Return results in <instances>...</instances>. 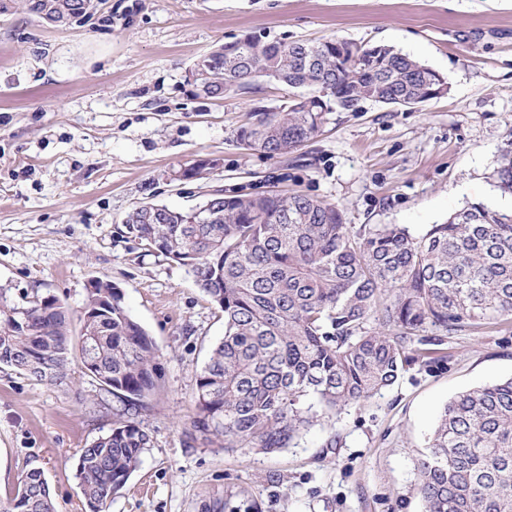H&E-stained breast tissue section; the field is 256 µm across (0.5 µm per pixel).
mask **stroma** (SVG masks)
<instances>
[{
	"mask_svg": "<svg viewBox=\"0 0 512 512\" xmlns=\"http://www.w3.org/2000/svg\"><path fill=\"white\" fill-rule=\"evenodd\" d=\"M245 34L267 42L386 44L441 73L417 108L367 101L330 112L285 157L244 150L237 129L294 92L258 81L219 99L189 83L195 61ZM512 151V0H98L83 24L0 16V286L82 307L111 281L153 337L160 390L136 415L151 443L103 512H423L416 461L458 392L512 377V325L444 338L442 365H413L366 401L317 417L276 454L232 456L186 432L196 380L224 315L186 267L125 224L136 206L189 210L216 190L278 186L336 204L351 229L400 224L417 237L471 203L512 210L494 174ZM214 169L179 179L201 159ZM59 388L0 367V500L24 470L55 512H88L77 453L123 403L70 366Z\"/></svg>",
	"mask_w": 512,
	"mask_h": 512,
	"instance_id": "35a3bbf8",
	"label": "stroma"
}]
</instances>
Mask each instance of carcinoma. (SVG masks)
<instances>
[{
  "label": "carcinoma",
  "instance_id": "1",
  "mask_svg": "<svg viewBox=\"0 0 512 512\" xmlns=\"http://www.w3.org/2000/svg\"><path fill=\"white\" fill-rule=\"evenodd\" d=\"M22 6L54 27H72L94 0H0V15ZM239 66L225 47L198 64L210 75L196 93L219 98L257 79L330 94L250 113L237 130L246 150L286 156L310 141L323 111L355 112L375 101L402 107L434 99L445 78L384 44L331 38L268 43L245 35ZM512 190V153L496 171ZM196 210L134 208L126 224L153 253L188 268L224 313V338L196 381V416L187 436L226 455L289 447L310 419L393 386L405 367L437 365L414 337L431 326L448 335L512 322V213L472 204L421 238L398 224H344L340 209L300 191L230 195ZM16 299L0 287V365L37 382L69 386L77 360L121 402L137 410L159 388L155 342L130 314L121 290L90 288L75 313L51 296ZM79 334H74V323ZM93 345L95 362L85 352ZM150 436L133 417L79 450L77 477L89 512H101L138 468ZM424 512H512V378L455 396L417 460ZM0 512H55L40 468H30Z\"/></svg>",
  "mask_w": 512,
  "mask_h": 512
}]
</instances>
